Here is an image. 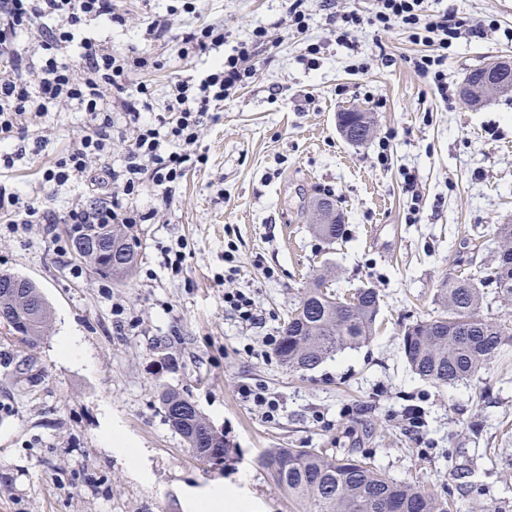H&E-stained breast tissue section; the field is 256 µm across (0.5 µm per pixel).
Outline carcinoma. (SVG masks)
<instances>
[{
  "mask_svg": "<svg viewBox=\"0 0 512 512\" xmlns=\"http://www.w3.org/2000/svg\"><path fill=\"white\" fill-rule=\"evenodd\" d=\"M313 204V229L321 238L335 243L344 238L346 228L336 223V214L321 211ZM112 234V249L120 262L80 249L81 236ZM133 224H68V244L76 258L89 265L103 279L123 281L135 270L138 239ZM502 246L494 260V271L475 282L467 276L448 277L437 289L439 315L404 327L400 345L411 369L435 384H455L477 375L488 363L506 356L511 337L506 324L479 314L485 298L482 285H495L496 293L512 301V224L498 225ZM5 303L21 315L33 310L39 317L27 325L24 341L35 343L45 333L50 306L34 282L22 286L17 298L4 297ZM380 295L374 288H358L347 297L336 295L327 275L319 273L284 321L275 354L293 371H310L336 353L356 349L369 342L376 328ZM167 422L187 444L197 450L220 448L224 458L233 449L224 435L209 430L202 412L172 415L191 399L173 389L160 395ZM262 465L276 469L275 482L288 499L301 504L303 512H448V504L431 493L382 473L370 458L362 455L337 456L328 448H271Z\"/></svg>",
  "mask_w": 512,
  "mask_h": 512,
  "instance_id": "carcinoma-1",
  "label": "carcinoma"
}]
</instances>
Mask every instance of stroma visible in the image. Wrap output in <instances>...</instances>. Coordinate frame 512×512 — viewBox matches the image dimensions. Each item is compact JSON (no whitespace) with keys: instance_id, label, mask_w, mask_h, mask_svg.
Wrapping results in <instances>:
<instances>
[{"instance_id":"stroma-1","label":"stroma","mask_w":512,"mask_h":512,"mask_svg":"<svg viewBox=\"0 0 512 512\" xmlns=\"http://www.w3.org/2000/svg\"><path fill=\"white\" fill-rule=\"evenodd\" d=\"M428 6L498 26L449 50L447 102L414 72L419 47L401 27H366L345 46L319 0H309L302 33L283 0H204L200 22L223 21L227 45L258 26L281 44L260 54L253 78L205 126L206 164L187 173L154 223L139 225L127 281L60 252L58 225L13 232L0 223V271L34 281L51 307L36 343L0 335V512H190L188 490L217 482L242 486L256 512H300L260 464L269 448L368 452L390 478L450 499L452 512H512V361L439 386L411 370L399 340L405 325L437 315L443 278L485 279L497 227L512 222V93L477 107L458 95L471 69L512 58V0ZM311 44L319 52L309 62ZM347 108L372 122L361 144L336 128ZM85 121L49 113L46 146L27 142L0 185L64 212L83 187H40L38 170ZM319 196L342 213L344 240L314 232ZM175 246L177 273L166 254ZM228 249L237 270L227 280ZM325 268L338 293L378 289L377 331L294 372L269 339ZM232 288L251 294L255 324L225 308ZM67 336L77 345L69 358L60 352ZM245 384L279 399L275 419L243 402ZM165 387L189 394L223 433L234 450L224 465L200 460L169 427ZM112 434L141 449L139 471L112 450Z\"/></svg>"}]
</instances>
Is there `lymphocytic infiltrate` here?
I'll return each instance as SVG.
<instances>
[{
	"label": "lymphocytic infiltrate",
	"mask_w": 512,
	"mask_h": 512,
	"mask_svg": "<svg viewBox=\"0 0 512 512\" xmlns=\"http://www.w3.org/2000/svg\"><path fill=\"white\" fill-rule=\"evenodd\" d=\"M199 2L177 0L166 12L147 13L143 45L124 47L104 30L126 24L125 0H0V163L13 164L12 149L27 135L46 142L48 113L83 112L87 124L59 158L43 166L41 182L97 189L61 216L0 191V222L144 224L170 206L176 186L204 159L197 150L204 126L253 73L257 46L277 45L259 27L225 49L223 23L182 24L183 16L198 13ZM329 23L347 46L364 27H401L424 47L411 60L414 71L443 98L449 48L461 37L481 38L495 27L491 20L467 23L448 10L431 13L425 0H376L371 16L350 10L330 14ZM72 47L76 60L64 62ZM163 49L186 62L206 57L210 64L173 77L158 93L146 77L161 68ZM118 123L128 143L126 164L120 170L96 168L111 150ZM144 195L151 199L146 209L137 205Z\"/></svg>",
	"instance_id": "lymphocytic-infiltrate-1"
}]
</instances>
